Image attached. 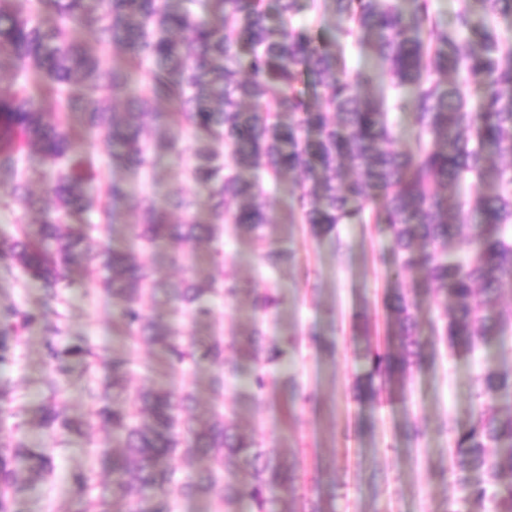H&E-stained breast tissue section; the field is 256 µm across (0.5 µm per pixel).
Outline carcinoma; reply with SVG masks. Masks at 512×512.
<instances>
[{
	"label": "carcinoma",
	"instance_id": "1",
	"mask_svg": "<svg viewBox=\"0 0 512 512\" xmlns=\"http://www.w3.org/2000/svg\"><path fill=\"white\" fill-rule=\"evenodd\" d=\"M13 2L0 0V75L10 76L0 82V206L21 214L17 234L0 248L5 272L36 281L54 301L80 272L96 273L112 296L113 326L156 347L169 371L184 373L203 360L221 366L210 383L217 401L238 376L237 364L224 357L226 340L199 338L148 313L145 293L169 288L160 271L112 247L105 235L91 251L89 225L74 218L96 214L109 228L125 209L145 249L165 240L212 241L223 224L261 244L265 190L243 177L261 169L274 185L297 180L293 218L314 235L340 247L339 225L373 224L390 241L389 277L424 265L435 291L450 300L433 326L435 343L469 349L512 327V308L497 306L503 282L512 284V38L496 27L498 17L512 14V0H460L446 25L432 0H308L307 21L297 20L300 0H278L273 23L265 0H24L22 11ZM326 14L337 17L331 39L318 30ZM85 30L93 43L81 39ZM364 42L387 67L389 97H370L369 75L347 64V46ZM473 83L483 88L477 112L467 97ZM47 102L54 111H44ZM392 110L413 112L420 130L414 147H388ZM72 112L82 131L104 139L112 167L141 173L151 172L161 151L183 154L176 141L156 135L162 124L203 132L188 147L184 174L209 188L210 221L196 219V201L182 191L166 208L119 182L90 194L97 172L78 148ZM283 112L291 118L286 125ZM32 149L43 159L50 205L19 166ZM490 174L491 192L461 199L464 184ZM30 211L40 214L32 232L25 226ZM292 258L272 249L261 254L271 269ZM188 271L173 298L175 311L194 323L212 313L205 297L232 299L241 291L234 279L219 283L193 265ZM280 303L274 288L253 301L263 317ZM41 318L15 305L0 309V362L7 340ZM383 323L396 330L398 345L388 335L369 339L378 325L366 319L354 324L368 337L353 387L361 404L402 396L422 362L403 289H387ZM295 346L293 337H270L255 323L248 354L257 364L250 381L256 394L273 387L266 368ZM46 350L55 378L31 423L49 438L101 424L112 428L120 448L95 449L112 474V494L88 498L85 512H175L179 500L198 495L215 498L217 512H235L245 494L254 512H326L317 487L298 492L288 461L239 435L227 411L215 404L208 416L197 415L192 387L131 395L127 354L98 352L82 338L62 345L50 339ZM96 364L110 366L112 375L90 389L88 417L71 419L61 405L65 383L76 368L87 373ZM474 395L478 409L468 427L448 425L451 469L465 501L512 512V371L478 374ZM8 438L0 446V512H14L32 476L52 472L46 449L30 447L17 429ZM176 459L205 466L179 477ZM472 471L482 472L483 482L471 483ZM240 473L249 477L245 486L233 480ZM133 484L136 499L128 498ZM278 491L291 496L286 511Z\"/></svg>",
	"mask_w": 512,
	"mask_h": 512
}]
</instances>
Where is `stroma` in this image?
I'll use <instances>...</instances> for the list:
<instances>
[{"mask_svg": "<svg viewBox=\"0 0 512 512\" xmlns=\"http://www.w3.org/2000/svg\"><path fill=\"white\" fill-rule=\"evenodd\" d=\"M83 150L97 162V185L114 180L134 183L166 203L176 191L195 196L196 217L209 219L208 193L201 185L185 180L182 164L168 154L159 155L155 175L144 179L135 172L109 165L102 138L89 136ZM297 188L287 181L268 189L269 222L263 233L268 248L292 253L293 258L278 270L264 265L251 235L240 231L212 243L197 245L174 241L143 251L130 234L129 223L113 225L112 245L131 251L158 267L171 285L184 278L187 266L180 255L193 256L200 267H208L214 249H222L224 263L218 275L235 277L245 287L237 298H211L209 321L193 324L172 318L171 304L164 293L144 297L146 309L163 320H176L184 330L199 336H221L230 341L228 360L237 364L241 378L224 390V405L240 433L274 449L293 465L304 485L319 481L329 490L325 503L332 512H489L462 502L463 493L450 468V439L444 430L447 420L457 426L468 424L477 403L472 383L484 368L512 370V331L491 337L474 352L439 348L428 358L407 385L405 399L380 406L354 402L349 390L356 374L357 356L365 344L354 330L357 319L381 318L382 296L387 286L382 277L381 254L390 249L383 233L364 224L339 228L343 251H335L329 238L312 236L306 225L291 221L290 210ZM401 285L409 289L415 303L417 334L431 343V325L444 311V295L430 290L423 268L406 272ZM276 288L281 303L273 316L259 320L252 306L254 291ZM16 304L44 314L45 324L63 329V339L81 337L109 352L126 348L131 359L129 392L145 385L166 382L189 383L195 387L200 412L211 408L209 379L214 364L201 362L191 372L166 379L157 351L143 344L126 343L112 324V299L94 281L83 280L63 292L59 302L46 301L34 281L21 277L0 279V307ZM262 321L268 336L292 335L299 345L273 376L275 389L266 395L254 393L249 380L255 369L243 357L248 332ZM41 328L10 342L8 360L0 363V388L8 389L18 413L1 423L12 427L25 419L24 408L40 402L51 378ZM108 374L97 366L86 375H73L66 385L64 405L70 417L85 419L90 409L88 390ZM296 381L306 396L298 407L297 420L288 421L283 406L290 396L289 381ZM416 420L424 433V452L413 455L401 435L405 420ZM27 441L35 448H48L55 470L51 477L35 480L20 496L17 512H82L72 483L74 473H84L92 495L110 490V480L96 463L94 451L112 446L110 431L94 428L87 436L66 434L49 443L36 427L26 429ZM326 473L316 476L315 466Z\"/></svg>", "mask_w": 512, "mask_h": 512, "instance_id": "1", "label": "stroma"}]
</instances>
